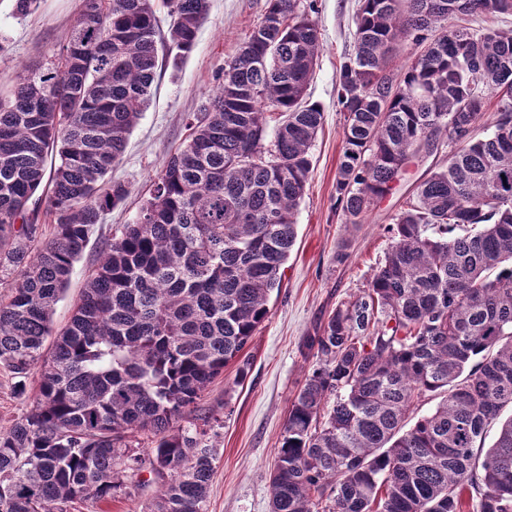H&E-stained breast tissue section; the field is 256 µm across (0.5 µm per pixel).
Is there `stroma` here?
Masks as SVG:
<instances>
[{
    "label": "stroma",
    "instance_id": "1",
    "mask_svg": "<svg viewBox=\"0 0 512 512\" xmlns=\"http://www.w3.org/2000/svg\"><path fill=\"white\" fill-rule=\"evenodd\" d=\"M14 0H0V92L8 93L25 69L45 62L64 42L82 0H38L30 13L13 12ZM311 14L321 45L307 88L309 102L323 111V126L313 143L312 170L299 205L297 240L284 265L282 288L272 293L269 313L246 346L245 380L229 365L205 392L192 417H212L209 433L216 450L207 512H270L269 476L274 465L288 406L310 365L303 338L343 301L361 294L383 261L390 244L387 227L416 186L448 160L447 147L412 160L388 195L361 223L346 224L336 213V175L342 153L345 114L336 99V73L353 42L358 0H313ZM266 0H209L194 49L159 67L154 94L112 170L129 195L97 224L75 263L64 297L52 315L66 325L88 271L102 245L120 224L132 223L152 180L188 135L187 119L213 96L226 60L231 59L262 16ZM22 384L0 367V431L10 429L29 411L38 391L39 373ZM157 487L148 472L124 478L112 500L68 504L67 512H145Z\"/></svg>",
    "mask_w": 512,
    "mask_h": 512
}]
</instances>
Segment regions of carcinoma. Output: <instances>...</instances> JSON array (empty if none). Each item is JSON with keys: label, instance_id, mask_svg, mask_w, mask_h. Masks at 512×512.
Segmentation results:
<instances>
[{"label": "carcinoma", "instance_id": "carcinoma-1", "mask_svg": "<svg viewBox=\"0 0 512 512\" xmlns=\"http://www.w3.org/2000/svg\"><path fill=\"white\" fill-rule=\"evenodd\" d=\"M207 8L83 0L59 50L0 96V277L15 276L0 364L22 393L40 372L32 408L0 432V512L106 501L146 464L158 487L149 512H207L210 419L177 423L265 320L296 241L323 120L305 99L320 32L303 0H266L70 322L52 326L94 226L128 196L108 174L159 59L193 50ZM509 13L512 0H361L336 77V207L359 223L432 143L448 145V165L393 216L362 295L306 338L312 364L276 448L271 512H512V416L485 446L512 409V32L464 23ZM426 396L441 401L405 427ZM135 431L155 438L145 458Z\"/></svg>", "mask_w": 512, "mask_h": 512}]
</instances>
